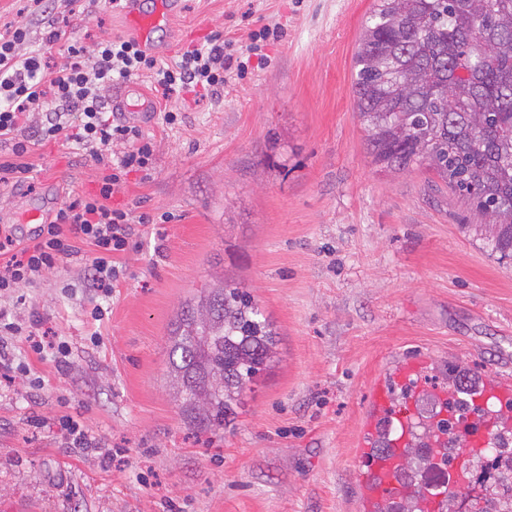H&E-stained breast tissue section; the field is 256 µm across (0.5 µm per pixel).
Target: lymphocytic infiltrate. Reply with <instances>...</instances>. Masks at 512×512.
I'll list each match as a JSON object with an SVG mask.
<instances>
[{"instance_id": "obj_1", "label": "lymphocytic infiltrate", "mask_w": 512, "mask_h": 512, "mask_svg": "<svg viewBox=\"0 0 512 512\" xmlns=\"http://www.w3.org/2000/svg\"><path fill=\"white\" fill-rule=\"evenodd\" d=\"M38 2L43 27L39 48L28 50L30 29L25 25L0 40V141L11 143L13 155L0 163V173L27 182L30 167L23 158L32 148L73 143L98 167L99 189L69 198L31 242L10 235L0 240V294L36 283L81 242L91 249L86 284L108 296L119 276L114 258L135 235L127 212L112 208L110 199L129 173L149 171L153 144L136 127L113 120L105 89L147 73L155 91L165 97L177 90L212 94L223 89L235 59L218 35L168 65L159 64L130 38L103 39L89 49L76 37L85 15L72 10L61 16L58 0ZM54 48L61 60L52 64L45 56ZM114 145L121 148L115 157L109 153Z\"/></svg>"}]
</instances>
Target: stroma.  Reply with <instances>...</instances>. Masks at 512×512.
<instances>
[{"mask_svg": "<svg viewBox=\"0 0 512 512\" xmlns=\"http://www.w3.org/2000/svg\"><path fill=\"white\" fill-rule=\"evenodd\" d=\"M377 0H181L156 57L215 33L246 68L220 95L154 92L121 119L154 145L149 178L110 200L139 231L117 256L112 296L87 288L78 253L0 297L35 331L9 348L28 375L0 378V512H364L354 469L370 390L397 358L430 354L420 388L449 363L512 377V260L484 245L468 205L426 169L376 167L351 92L362 23ZM87 10L86 45L126 35L121 9ZM280 40L250 50V33ZM180 107L181 123L156 112ZM28 183H0V235L30 238L29 207L93 194L99 171L59 143L26 157ZM233 279L277 332L273 366L221 434L181 415L167 373L171 324L201 288ZM102 307V319L92 311ZM69 417L94 447L75 451Z\"/></svg>", "mask_w": 512, "mask_h": 512, "instance_id": "stroma-1", "label": "stroma"}]
</instances>
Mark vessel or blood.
Here are the masks:
<instances>
[{"instance_id":"vessel-or-blood-1","label":"vessel or blood","mask_w":512,"mask_h":512,"mask_svg":"<svg viewBox=\"0 0 512 512\" xmlns=\"http://www.w3.org/2000/svg\"><path fill=\"white\" fill-rule=\"evenodd\" d=\"M142 0H125L126 23L140 46H149L155 33L167 28L174 12V0H155L151 8ZM430 360L425 356L401 361L389 376L377 380L371 391V416L365 427L369 444L355 455L361 493L367 505L389 503L400 505L414 497L417 486L406 476L407 448L435 445L440 436L437 425L447 418L446 410L421 411L414 398L401 397L397 388L417 389ZM464 399L472 411L456 421V443L469 451H479L497 443L492 414L498 407L512 405V380L499 378L468 389ZM466 473L450 469L446 480L426 492L425 512H439L448 495L459 491Z\"/></svg>"}]
</instances>
